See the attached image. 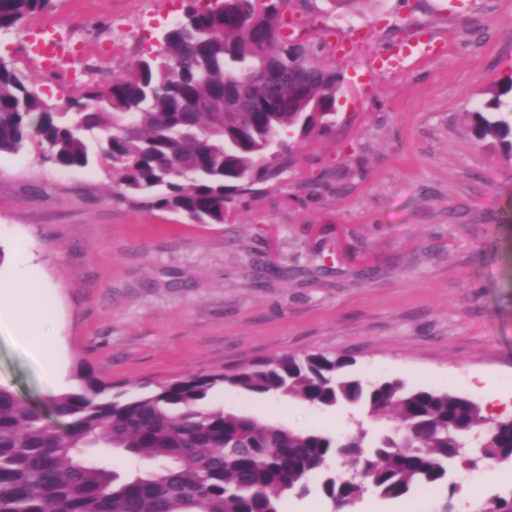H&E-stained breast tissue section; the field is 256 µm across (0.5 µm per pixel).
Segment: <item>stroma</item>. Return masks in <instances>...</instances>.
<instances>
[{"mask_svg":"<svg viewBox=\"0 0 512 512\" xmlns=\"http://www.w3.org/2000/svg\"><path fill=\"white\" fill-rule=\"evenodd\" d=\"M181 14V0H55L0 52L38 70L33 42L60 30L82 50L42 89L62 96L124 71ZM303 27L338 32L336 127L303 142L299 163L234 221L197 224L112 193L98 162L61 169L37 143L0 154V254L29 255L55 311L62 373L0 330V387L47 407L78 390V370L119 390L225 372L286 354L353 358L366 381L487 397L512 416V159L477 141L465 111L512 74V0H366L354 12L316 0ZM416 35L408 66L374 59ZM287 268V276L270 265ZM214 406L294 430H351L345 409L215 389ZM466 465L428 494L349 512H512V468L473 485Z\"/></svg>","mask_w":512,"mask_h":512,"instance_id":"obj_1","label":"stroma"}]
</instances>
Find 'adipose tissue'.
<instances>
[{
	"mask_svg": "<svg viewBox=\"0 0 512 512\" xmlns=\"http://www.w3.org/2000/svg\"><path fill=\"white\" fill-rule=\"evenodd\" d=\"M16 271L14 278L0 280V328L8 330L17 341L31 344L48 376L58 371V347L45 333L53 314L43 305V283L23 252L7 256Z\"/></svg>",
	"mask_w": 512,
	"mask_h": 512,
	"instance_id": "1",
	"label": "adipose tissue"
}]
</instances>
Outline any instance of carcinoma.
I'll return each mask as SVG.
<instances>
[{"instance_id":"cac0c4a2","label":"carcinoma","mask_w":512,"mask_h":512,"mask_svg":"<svg viewBox=\"0 0 512 512\" xmlns=\"http://www.w3.org/2000/svg\"><path fill=\"white\" fill-rule=\"evenodd\" d=\"M53 0H0V35ZM179 20L127 69L75 87L57 100L40 72L0 55V153L36 139L61 169L110 164L113 194L205 224L231 221L237 198L257 197L296 163L288 134L305 139L336 125L343 75L330 34L285 38L292 0H182ZM298 45L301 68L288 55ZM268 96L247 110L224 95L250 91L271 71ZM504 82L481 110L466 111L479 141L512 157V109ZM346 357L323 353L263 359L234 372L189 374L133 393L90 374L56 396L50 420L0 387V512H287L292 493L321 478L331 502L355 503L363 487L385 499L439 486L458 461L512 465V416L489 418L472 400L399 380L365 382ZM277 395L309 406L357 407L390 425L350 438L293 430L209 405L217 387ZM93 448H111L157 467L121 474ZM341 456L361 484L327 472Z\"/></svg>"}]
</instances>
